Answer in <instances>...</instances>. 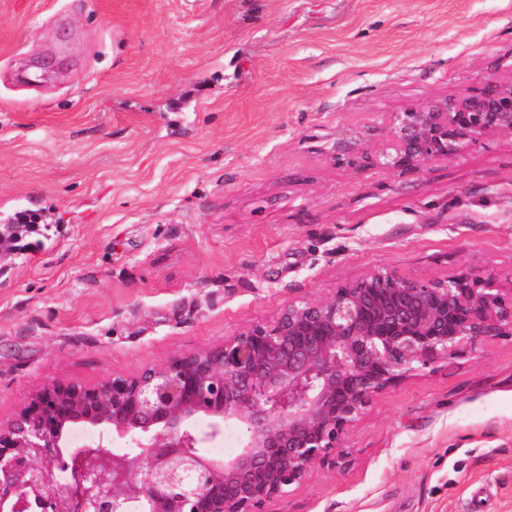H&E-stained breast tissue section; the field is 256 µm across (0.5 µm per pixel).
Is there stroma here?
<instances>
[{"label":"stroma","mask_w":512,"mask_h":512,"mask_svg":"<svg viewBox=\"0 0 512 512\" xmlns=\"http://www.w3.org/2000/svg\"><path fill=\"white\" fill-rule=\"evenodd\" d=\"M512 80V0H0V421L377 267L512 286V137L343 143ZM278 512H512V338L377 396Z\"/></svg>","instance_id":"1"}]
</instances>
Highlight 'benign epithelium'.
<instances>
[{"label":"benign epithelium","instance_id":"obj_1","mask_svg":"<svg viewBox=\"0 0 512 512\" xmlns=\"http://www.w3.org/2000/svg\"><path fill=\"white\" fill-rule=\"evenodd\" d=\"M495 134L512 136V82L394 112L378 148L359 141L350 153L365 167L419 171ZM496 336L512 337V290L491 277L377 268L327 298L290 300L220 346L95 386L47 384L0 421V512H275L312 468L336 463L376 396ZM200 416L213 436L237 425L235 457L200 451ZM72 424L94 443L64 450ZM115 435L137 448H112Z\"/></svg>","mask_w":512,"mask_h":512}]
</instances>
